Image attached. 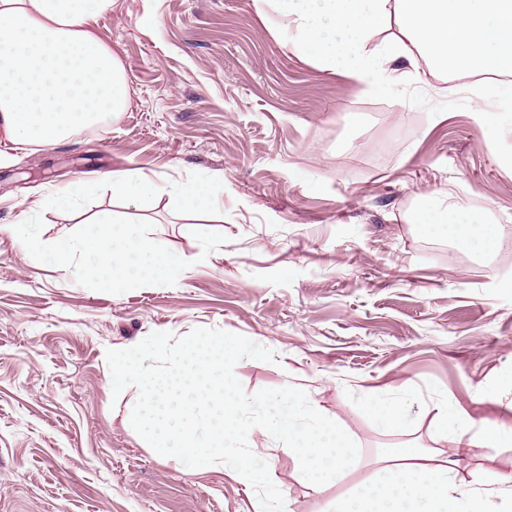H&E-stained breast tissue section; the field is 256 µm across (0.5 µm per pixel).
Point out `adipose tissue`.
Segmentation results:
<instances>
[{"label": "adipose tissue", "mask_w": 512, "mask_h": 512, "mask_svg": "<svg viewBox=\"0 0 512 512\" xmlns=\"http://www.w3.org/2000/svg\"><path fill=\"white\" fill-rule=\"evenodd\" d=\"M286 51L313 67L376 88L461 72L491 77L471 89L477 119L512 127V0H255ZM111 0H0V131L12 141L51 146L77 130L102 127L129 106L120 58L94 32ZM411 220L464 248L488 250L496 225L428 195ZM458 447L474 437L512 444V433L476 427L439 405ZM376 482L336 497L329 512H493L490 494L456 479V465L427 449L382 452Z\"/></svg>", "instance_id": "adipose-tissue-1"}]
</instances>
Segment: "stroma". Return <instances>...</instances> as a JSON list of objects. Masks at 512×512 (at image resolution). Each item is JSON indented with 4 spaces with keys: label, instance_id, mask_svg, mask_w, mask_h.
I'll list each match as a JSON object with an SVG mask.
<instances>
[{
    "label": "stroma",
    "instance_id": "obj_1",
    "mask_svg": "<svg viewBox=\"0 0 512 512\" xmlns=\"http://www.w3.org/2000/svg\"><path fill=\"white\" fill-rule=\"evenodd\" d=\"M96 30L125 65L128 111L45 148L0 133V512H257L223 466L158 456L131 426L135 391L113 397L107 350L154 332L219 328L274 350L235 365L246 393L301 388L357 443L358 468L316 488L253 428L285 512H325L376 478L384 448L455 457L437 404L512 428V134L472 117L468 79L363 93L284 51L253 0H112ZM122 171L159 196L43 210L41 238L101 210L151 222L190 262L176 285L94 291L15 232L32 200ZM194 181L218 182L215 213L171 206ZM433 192L495 222L494 252L450 242L428 259L409 216ZM197 230L227 240L205 257ZM378 401L405 409L403 428L378 422ZM484 469L512 471V445L475 442L458 477Z\"/></svg>",
    "mask_w": 512,
    "mask_h": 512
}]
</instances>
